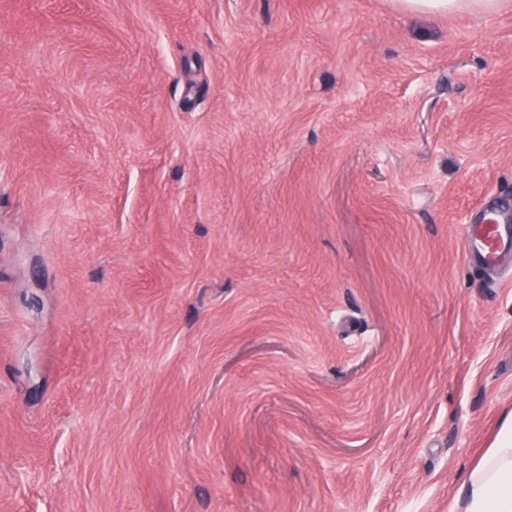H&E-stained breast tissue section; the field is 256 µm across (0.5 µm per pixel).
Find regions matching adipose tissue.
Listing matches in <instances>:
<instances>
[{"label":"adipose tissue","instance_id":"adipose-tissue-1","mask_svg":"<svg viewBox=\"0 0 512 512\" xmlns=\"http://www.w3.org/2000/svg\"><path fill=\"white\" fill-rule=\"evenodd\" d=\"M409 15L448 14L460 10L491 12L499 0H391ZM448 512H512V414L493 444L468 472Z\"/></svg>","mask_w":512,"mask_h":512}]
</instances>
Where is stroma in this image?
<instances>
[{
	"instance_id": "obj_1",
	"label": "stroma",
	"mask_w": 512,
	"mask_h": 512,
	"mask_svg": "<svg viewBox=\"0 0 512 512\" xmlns=\"http://www.w3.org/2000/svg\"><path fill=\"white\" fill-rule=\"evenodd\" d=\"M492 199L512 0H0V512H448ZM399 10L408 15L448 14L460 10L493 12L499 0H390Z\"/></svg>"
}]
</instances>
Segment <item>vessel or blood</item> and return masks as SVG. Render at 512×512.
<instances>
[{
	"instance_id": "1",
	"label": "vessel or blood",
	"mask_w": 512,
	"mask_h": 512,
	"mask_svg": "<svg viewBox=\"0 0 512 512\" xmlns=\"http://www.w3.org/2000/svg\"><path fill=\"white\" fill-rule=\"evenodd\" d=\"M463 247L475 261L487 267L512 256V208L485 204L477 222L465 226Z\"/></svg>"
}]
</instances>
